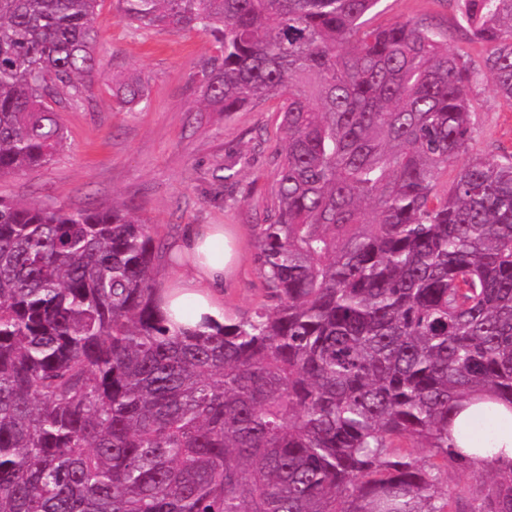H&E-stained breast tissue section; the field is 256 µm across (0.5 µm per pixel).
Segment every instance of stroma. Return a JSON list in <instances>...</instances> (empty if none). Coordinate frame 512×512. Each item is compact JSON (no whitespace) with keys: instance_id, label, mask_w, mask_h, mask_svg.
Returning a JSON list of instances; mask_svg holds the SVG:
<instances>
[{"instance_id":"obj_1","label":"stroma","mask_w":512,"mask_h":512,"mask_svg":"<svg viewBox=\"0 0 512 512\" xmlns=\"http://www.w3.org/2000/svg\"><path fill=\"white\" fill-rule=\"evenodd\" d=\"M396 21L430 23L450 51L477 66L483 61L459 23L455 0H382L369 16L373 27ZM97 23L98 71L88 99L77 109L57 106L64 148L42 168L0 178V197L66 209L131 201L166 241L188 224L231 226L240 263L224 287V309L251 313L268 301L254 241L257 225L273 212L281 144L276 101L227 116L195 111L193 75L215 53L210 35L134 30L115 0H104ZM134 70L145 78L148 102L118 108L112 91ZM473 104L479 134L470 154L512 151V108L487 86L475 91ZM229 164L238 175L226 183Z\"/></svg>"}]
</instances>
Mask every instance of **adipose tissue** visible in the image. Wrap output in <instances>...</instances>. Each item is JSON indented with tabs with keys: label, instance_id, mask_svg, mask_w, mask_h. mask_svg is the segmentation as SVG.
I'll use <instances>...</instances> for the list:
<instances>
[{
	"label": "adipose tissue",
	"instance_id": "obj_1",
	"mask_svg": "<svg viewBox=\"0 0 512 512\" xmlns=\"http://www.w3.org/2000/svg\"><path fill=\"white\" fill-rule=\"evenodd\" d=\"M171 254L188 275L170 281L164 292V311L172 326L195 328L207 321L223 322L222 289L236 270L234 241L220 224H193L174 239ZM456 447L498 464H512V408L475 396L464 401L453 419Z\"/></svg>",
	"mask_w": 512,
	"mask_h": 512
}]
</instances>
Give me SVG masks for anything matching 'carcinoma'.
Here are the masks:
<instances>
[{"label":"carcinoma","mask_w":512,"mask_h":512,"mask_svg":"<svg viewBox=\"0 0 512 512\" xmlns=\"http://www.w3.org/2000/svg\"><path fill=\"white\" fill-rule=\"evenodd\" d=\"M102 2L0 0V177L63 148ZM116 2L214 38L200 111L279 101L270 303L171 328L134 206L1 198L0 512H512V465L448 448L469 396L512 408V151L458 164L474 89L512 105V0H456L480 68L382 0Z\"/></svg>","instance_id":"cac0c4a2"}]
</instances>
